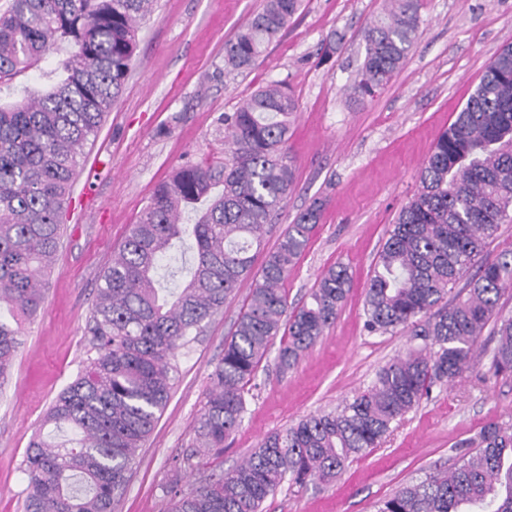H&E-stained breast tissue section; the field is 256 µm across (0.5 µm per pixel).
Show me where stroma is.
I'll list each match as a JSON object with an SVG mask.
<instances>
[{"label":"stroma","mask_w":512,"mask_h":512,"mask_svg":"<svg viewBox=\"0 0 512 512\" xmlns=\"http://www.w3.org/2000/svg\"><path fill=\"white\" fill-rule=\"evenodd\" d=\"M264 0H155L139 21L137 47L122 91L84 147L66 231L44 307L25 323L8 378L0 384V512H23L28 444L57 395L90 356L88 319L103 270L156 185L182 165L224 158L220 116L259 88L286 82L297 100L288 153L295 182L265 235L274 247L314 199L323 211L284 288L290 306L307 301L321 273L341 263L353 286L334 326L298 364L280 372L270 349L246 387L239 429L214 450L206 471L177 469L195 441L197 419L247 303L242 283L197 339L178 350L170 397L139 448L115 512H164L170 483L185 488L204 472L232 470L269 435L301 418L336 409L365 389L402 352L407 332L364 328L365 288L377 256L440 134L466 104L491 58L512 45V0H423L419 32L405 66L375 96L350 87L364 58L362 31L382 0H303L288 28L254 66L224 67V42ZM336 51L320 62V49ZM65 51L53 50L0 83V103L44 88ZM481 358L461 382L434 386L380 447L354 458L333 484L283 486L264 512H376L378 502L426 474L450 467L459 446L491 421L512 422V379Z\"/></svg>","instance_id":"35a3bbf8"}]
</instances>
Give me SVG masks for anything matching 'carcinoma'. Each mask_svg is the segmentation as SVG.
<instances>
[{
  "mask_svg": "<svg viewBox=\"0 0 512 512\" xmlns=\"http://www.w3.org/2000/svg\"><path fill=\"white\" fill-rule=\"evenodd\" d=\"M302 0H265L224 43V63L251 68L288 28ZM154 0H11L0 14V81L54 47L67 46L59 75L41 92L0 104V378L9 373L22 324L44 301L63 237L62 216L79 156L96 136L129 73L137 22ZM421 0H385L363 32L353 93L372 96L407 62ZM296 101L282 81L256 91L221 121L231 140L224 161L201 160L159 183L118 256L101 275L89 322L95 356L56 397L26 452V512H113L136 452L152 432L172 386L173 361L192 334L251 280L248 305L224 341V356L197 421L200 458L241 425L244 391L275 339L284 370L336 322L352 279L343 265L320 276L310 302L291 308L282 288L321 218L313 201L253 271L266 225L294 184L287 153ZM512 220V46L488 63L479 84L437 139L419 187L400 211L366 289L371 334L410 332V346L340 408L311 414L267 437L233 471L169 490L168 512H263L284 483L331 484L355 456L378 447L438 383L453 384L479 364L477 344L493 324L488 372L512 376V315L500 300L512 288V248L464 279ZM192 240L188 275L170 289L161 261ZM463 292L446 300L461 280ZM378 512H512V424L491 421L454 466L397 490Z\"/></svg>",
  "mask_w": 512,
  "mask_h": 512,
  "instance_id": "obj_1",
  "label": "carcinoma"
}]
</instances>
